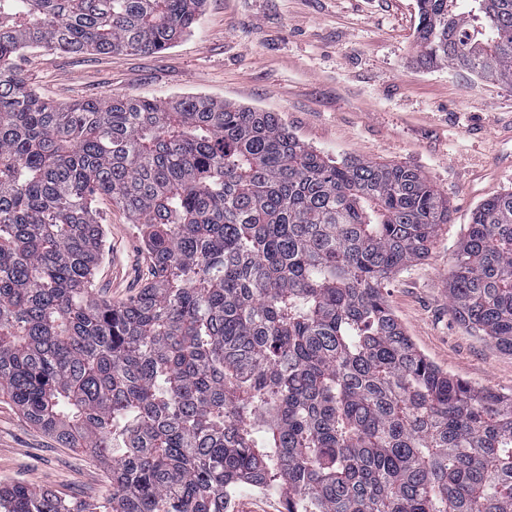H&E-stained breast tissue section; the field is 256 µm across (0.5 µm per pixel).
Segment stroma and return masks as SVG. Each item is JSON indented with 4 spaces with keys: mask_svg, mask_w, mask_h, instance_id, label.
Returning a JSON list of instances; mask_svg holds the SVG:
<instances>
[{
    "mask_svg": "<svg viewBox=\"0 0 512 512\" xmlns=\"http://www.w3.org/2000/svg\"><path fill=\"white\" fill-rule=\"evenodd\" d=\"M416 0H206L192 29L153 54L29 50L15 65L41 97L66 106L130 97L206 95L276 113L332 158L400 164L427 176L452 217L427 256L396 273L384 297L431 362L471 384L512 393V355L451 313L448 276L471 216L512 192V87L412 61ZM107 232L98 288L119 302L150 261L125 213L101 201ZM103 499L108 467L67 448L0 397V482Z\"/></svg>",
    "mask_w": 512,
    "mask_h": 512,
    "instance_id": "obj_1",
    "label": "stroma"
}]
</instances>
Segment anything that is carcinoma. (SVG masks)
<instances>
[{
    "instance_id": "cac0c4a2",
    "label": "carcinoma",
    "mask_w": 512,
    "mask_h": 512,
    "mask_svg": "<svg viewBox=\"0 0 512 512\" xmlns=\"http://www.w3.org/2000/svg\"><path fill=\"white\" fill-rule=\"evenodd\" d=\"M204 3L0 0V394L112 481L83 503L1 483L0 512H224L242 484L285 512H512V394L431 363L382 294L449 221L421 172L202 95L61 108L14 66L166 50ZM417 6L418 66L512 86V0ZM100 199L151 259L117 304ZM449 294L512 353V193L473 212Z\"/></svg>"
}]
</instances>
